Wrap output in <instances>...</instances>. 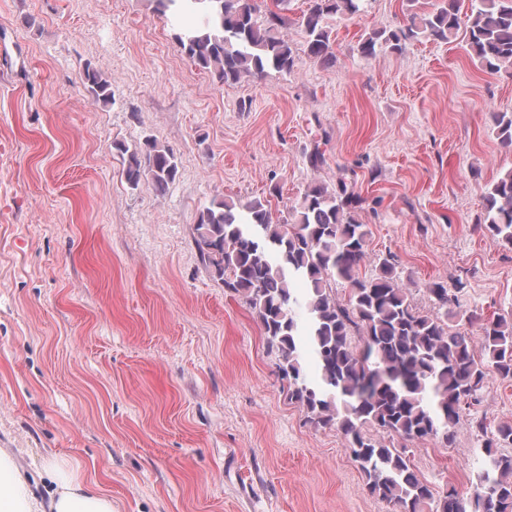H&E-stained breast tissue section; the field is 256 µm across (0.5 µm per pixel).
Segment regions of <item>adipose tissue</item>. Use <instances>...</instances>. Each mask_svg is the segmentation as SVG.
Listing matches in <instances>:
<instances>
[{"mask_svg":"<svg viewBox=\"0 0 512 512\" xmlns=\"http://www.w3.org/2000/svg\"><path fill=\"white\" fill-rule=\"evenodd\" d=\"M42 477L54 487L46 503L0 449V512H112L109 494L96 481L80 479L68 462L48 459Z\"/></svg>","mask_w":512,"mask_h":512,"instance_id":"ef3b65f1","label":"adipose tissue"}]
</instances>
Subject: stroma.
I'll list each match as a JSON object with an SVG mask.
<instances>
[{
    "label": "stroma",
    "instance_id": "stroma-1",
    "mask_svg": "<svg viewBox=\"0 0 512 512\" xmlns=\"http://www.w3.org/2000/svg\"><path fill=\"white\" fill-rule=\"evenodd\" d=\"M435 2L332 17L329 67L304 52V0H287L293 70L223 84L155 0H0V448L29 481L59 457L114 512H396L335 427L289 402L195 224L215 199L281 217L311 182L342 180L363 199L370 255L399 257L419 307L430 282L459 279L463 307L512 312V248L479 228L485 186L512 168L491 121L512 112V76L483 72L460 36L357 51ZM88 65L111 102H93ZM149 138L178 162L162 194L147 178L130 189L113 148ZM407 456L435 489L465 494L483 450L464 416L450 446L413 441Z\"/></svg>",
    "mask_w": 512,
    "mask_h": 512
}]
</instances>
